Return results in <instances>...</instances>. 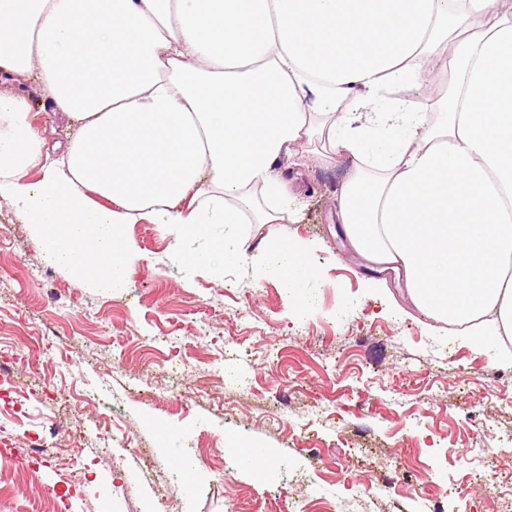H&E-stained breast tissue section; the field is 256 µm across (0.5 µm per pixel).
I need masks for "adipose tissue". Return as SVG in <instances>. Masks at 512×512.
Segmentation results:
<instances>
[{"label":"adipose tissue","instance_id":"ef3b65f1","mask_svg":"<svg viewBox=\"0 0 512 512\" xmlns=\"http://www.w3.org/2000/svg\"><path fill=\"white\" fill-rule=\"evenodd\" d=\"M491 0H0V76L36 75L73 135L48 146L25 95L0 92V197L56 265L104 291L137 254L128 224L174 226L290 293L316 271L276 232L295 198L278 163L322 140L354 167L336 206L353 250L400 272L423 318L512 335V20ZM445 87L429 104L379 93ZM395 133L378 176L374 130ZM42 178L25 180L31 169Z\"/></svg>","mask_w":512,"mask_h":512}]
</instances>
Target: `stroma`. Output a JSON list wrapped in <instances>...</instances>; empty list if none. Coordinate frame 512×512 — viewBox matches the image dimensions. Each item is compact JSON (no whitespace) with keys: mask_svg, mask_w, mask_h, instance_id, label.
<instances>
[{"mask_svg":"<svg viewBox=\"0 0 512 512\" xmlns=\"http://www.w3.org/2000/svg\"><path fill=\"white\" fill-rule=\"evenodd\" d=\"M21 90L40 135L66 142L36 76ZM283 166L297 210L279 230L317 271L301 305L253 272L268 225H243L232 267L188 263L205 239L127 225L137 257L108 294L0 198V388L20 386L29 437L56 445L53 462L0 465V512H363L366 494L372 512H512L511 484L456 491L512 464V377L486 374L512 352L425 326L397 273L354 252L335 222L349 159ZM230 436L270 452L263 482L225 467Z\"/></svg>","mask_w":512,"mask_h":512,"instance_id":"stroma-1","label":"stroma"}]
</instances>
